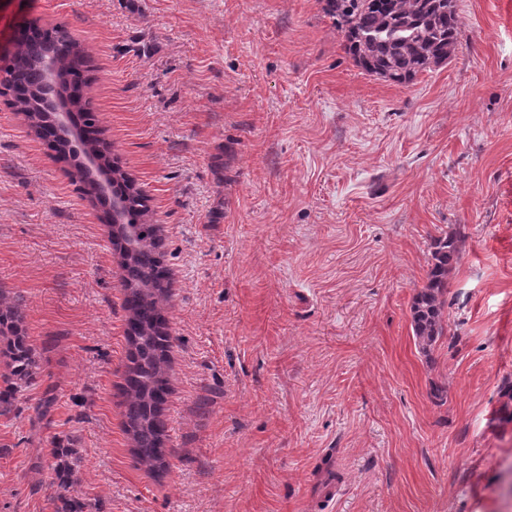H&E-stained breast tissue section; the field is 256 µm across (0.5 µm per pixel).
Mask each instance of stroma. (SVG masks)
I'll return each instance as SVG.
<instances>
[{
	"label": "stroma",
	"mask_w": 512,
	"mask_h": 512,
	"mask_svg": "<svg viewBox=\"0 0 512 512\" xmlns=\"http://www.w3.org/2000/svg\"><path fill=\"white\" fill-rule=\"evenodd\" d=\"M455 6V52L402 87L319 0H0V37L62 23L87 49L172 336L155 476L123 428L112 210L0 96V290L41 360L0 414V512H55L68 441L88 512H512V0ZM453 231L427 358L410 305Z\"/></svg>",
	"instance_id": "35a3bbf8"
}]
</instances>
